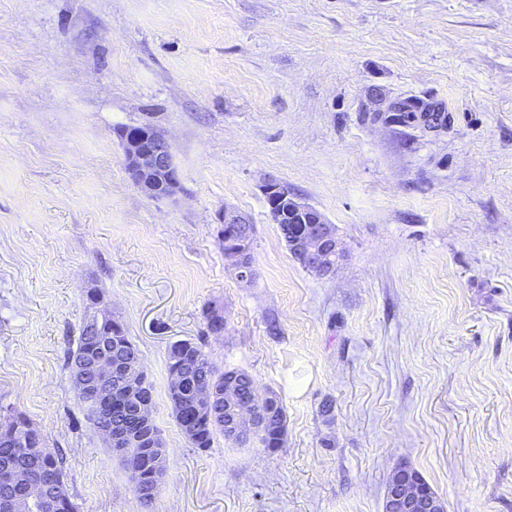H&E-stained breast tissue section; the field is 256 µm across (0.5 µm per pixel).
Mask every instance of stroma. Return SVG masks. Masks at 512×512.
Here are the masks:
<instances>
[{
  "label": "stroma",
  "instance_id": "stroma-1",
  "mask_svg": "<svg viewBox=\"0 0 512 512\" xmlns=\"http://www.w3.org/2000/svg\"><path fill=\"white\" fill-rule=\"evenodd\" d=\"M407 98L441 128L387 120ZM147 121L174 197L125 172L116 132ZM271 180L335 225L334 277L291 257ZM92 288L152 385V512H382L401 464L447 512H512V0H0V405L63 455L78 512H143L67 367ZM178 341L279 396L282 447H191ZM218 220L219 224H222L221 228L218 230V238L220 244L224 248V251L226 250L224 252L225 258L230 260V271L239 283H247L252 277V274L254 275V272H252V267L245 263L244 258V255L247 252V243L249 242V237L242 239L241 247L232 248L233 246L237 245L238 241H240L241 237H239V234L241 232L236 231L233 228L225 229L223 224H233L237 227L242 225V228H246L244 233L249 234L250 220L245 214L229 208H224V214L219 215Z\"/></svg>",
  "mask_w": 512,
  "mask_h": 512
}]
</instances>
